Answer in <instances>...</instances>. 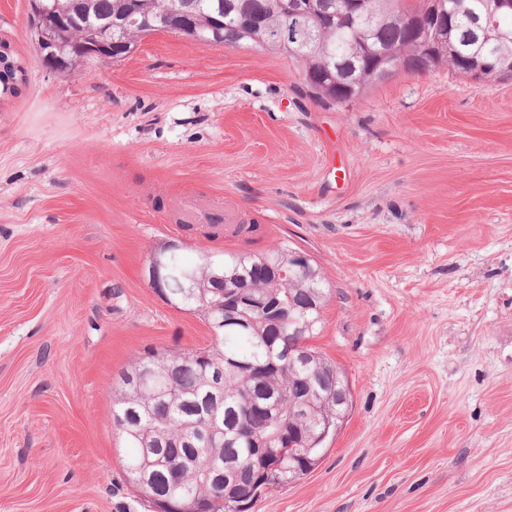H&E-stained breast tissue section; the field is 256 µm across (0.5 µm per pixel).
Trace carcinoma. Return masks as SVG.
I'll return each instance as SVG.
<instances>
[{"label": "carcinoma", "mask_w": 512, "mask_h": 512, "mask_svg": "<svg viewBox=\"0 0 512 512\" xmlns=\"http://www.w3.org/2000/svg\"><path fill=\"white\" fill-rule=\"evenodd\" d=\"M284 0H50L57 24L51 31L55 62L37 51L43 63L66 73L85 59L103 60L94 47L98 25H112L116 43L109 56L131 54L138 40L167 30L213 45L251 44L282 52L300 64L309 91L329 103L346 97L330 76L336 63L350 60L368 69L374 65V43L398 49L403 70L424 74L442 63L474 80L478 76L452 49L465 37L474 15L490 16L489 25L470 53L478 55L487 77L512 78V14L494 10L495 0H449L448 47L431 63L401 24L424 7V0H376L371 24L339 29L309 9L298 40L283 43L279 30L288 14ZM134 16L137 23L127 22ZM23 67L10 43L0 40V97L15 96ZM158 254L167 265L173 287L162 296L178 309L213 322L210 302L229 297L241 284L254 299H276L278 311L248 312V324L226 326L206 355L193 352H149L134 357L120 376L112 398V425L133 449L127 458V480L145 478L134 487L161 512L202 507L205 512H250L255 492L308 474L324 443L316 434L327 420L336 421V378L342 372L309 344L321 323L326 289L322 274L294 264L288 245L263 252L206 253L199 261L182 259L174 246ZM286 275H281V272ZM196 280L194 295L181 300L174 285ZM308 358L304 365L286 362L289 352ZM297 450H280L288 442Z\"/></svg>", "instance_id": "carcinoma-1"}]
</instances>
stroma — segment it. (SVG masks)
Wrapping results in <instances>:
<instances>
[{
    "label": "stroma",
    "mask_w": 512,
    "mask_h": 512,
    "mask_svg": "<svg viewBox=\"0 0 512 512\" xmlns=\"http://www.w3.org/2000/svg\"><path fill=\"white\" fill-rule=\"evenodd\" d=\"M28 0L0 99V512H152L112 396L134 356L209 347L152 252L287 243L330 290L311 344L353 404L315 468L252 512H512V78L442 68L328 104L300 66L157 32L62 74ZM252 238H207L182 208ZM23 72L10 43L0 40V98L18 94Z\"/></svg>",
    "instance_id": "stroma-1"
}]
</instances>
